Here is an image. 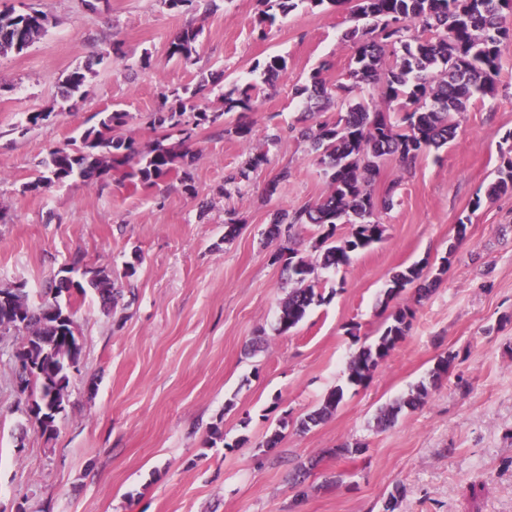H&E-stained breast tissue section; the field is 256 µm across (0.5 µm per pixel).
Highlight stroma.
<instances>
[{"label": "stroma", "mask_w": 512, "mask_h": 512, "mask_svg": "<svg viewBox=\"0 0 512 512\" xmlns=\"http://www.w3.org/2000/svg\"><path fill=\"white\" fill-rule=\"evenodd\" d=\"M9 6L44 12L49 24L23 52L0 54V285L26 288L36 305L63 270L103 265L122 295L109 310L91 293L73 302L82 356L53 433L25 412L17 336H0V512H383L397 489L396 512H512V193L485 196L512 132V47L495 96L471 101L453 142L406 168L384 163L376 189H396L380 214L383 241L318 270L322 302L282 334L279 304L294 283L268 229L278 210L327 189L295 132L307 111L297 90L322 60L333 63L328 83L345 74L347 7L302 0L264 29L257 0L186 10L166 0H0ZM189 26L202 30L195 53L170 57ZM273 55L287 74L249 113L250 144L225 135L231 113L189 140L168 138L188 154L155 186L74 177L28 190L50 151L78 140L97 113L128 112L124 135L150 144L163 137L152 124L163 94L202 84L189 106L217 110L225 93L260 81ZM85 65L88 95L63 98V80ZM35 112L47 118L34 126ZM258 152L267 164L225 192V178ZM285 166L291 177L266 196ZM230 211L241 224L228 241ZM416 262L448 270L427 297L411 286L394 299L414 312L409 331L365 385L349 384L347 360L385 327L392 276ZM450 353L452 369L431 383ZM422 382L424 404L376 430L379 410ZM336 388L335 413L298 430ZM276 430L281 441L264 448ZM354 442L362 454L331 456ZM301 465L310 474L299 486Z\"/></svg>", "instance_id": "obj_1"}]
</instances>
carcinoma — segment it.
Returning a JSON list of instances; mask_svg holds the SVG:
<instances>
[{
  "label": "carcinoma",
  "instance_id": "carcinoma-1",
  "mask_svg": "<svg viewBox=\"0 0 512 512\" xmlns=\"http://www.w3.org/2000/svg\"><path fill=\"white\" fill-rule=\"evenodd\" d=\"M348 6L355 25L346 29L343 41L351 44V58L344 81L331 94L325 74L332 68L328 60L310 74L307 84L298 88L306 95L310 114L328 110L330 99L340 101L342 110L336 119H317L301 131L319 152V163L329 178L327 194L319 201L295 211L282 209L274 215L269 236L280 238L282 226L291 230L301 224L317 227L312 246L315 256L303 254L293 241L280 248L274 261L284 262L289 279L298 287L291 289L281 302L279 331L296 328L314 302L323 301L311 282L317 268L338 269L349 265L351 253L382 241L384 225L377 220L379 209L389 208L391 192L397 182L385 190L383 198L375 195V185L385 160L394 157L405 167L411 165L425 148H439L456 137L455 115L467 111L471 100L494 96L501 67L502 51L512 44V0H331ZM265 7L259 18L264 24L275 18L276 8L286 14L294 0H260ZM31 15L14 9L0 10V53L28 48L47 29L48 17L41 13L28 23ZM200 30L188 26L171 42L169 55L188 59L195 51ZM287 71V61L280 55L270 57L262 69V83L272 87ZM90 67L74 69L64 81L63 96H84ZM381 82L384 105H370L360 97L363 86ZM257 86L246 85L224 96V109L193 113L192 124L216 122L223 115L250 111ZM173 103L161 111L154 122L191 137L184 120L186 106L179 93H172ZM96 124L86 128L75 147H58L50 152V176H41L27 186L36 190L52 181L74 176L89 180L107 178L112 171H122V179L152 185L168 176L183 155L162 142L141 146L132 137L114 136L112 132L128 123L129 114L115 109L98 113ZM224 134L243 142L255 136L253 124L238 121L224 126ZM267 164V155L249 156L226 184L247 181L250 174ZM512 193V147L501 152L497 178L490 184V197ZM350 225L347 237L336 239L337 225ZM448 267L442 258L439 273L430 277L424 266L413 264L392 277L384 292L383 306L415 284L427 294L440 281ZM92 291L105 306L115 300L112 269L106 266L86 269L76 283L60 278L45 292L39 305L30 303L21 287H0L8 296L0 300V334L10 331L20 336L14 352L18 364L17 384L27 395L26 412L42 432H52L56 419L68 401L71 370L77 368L82 348L75 335L68 295ZM412 312L397 308L388 315L389 324L370 345L360 348L347 362L348 382L362 386L384 361L410 328ZM428 395L421 383L408 396L380 410L377 425L386 428L395 423L405 408H414ZM343 398L340 388L330 391L320 405L307 414L300 425L306 429L331 416Z\"/></svg>",
  "mask_w": 512,
  "mask_h": 512
}]
</instances>
